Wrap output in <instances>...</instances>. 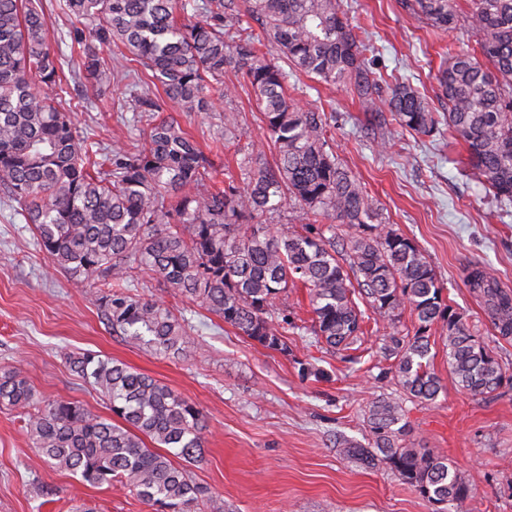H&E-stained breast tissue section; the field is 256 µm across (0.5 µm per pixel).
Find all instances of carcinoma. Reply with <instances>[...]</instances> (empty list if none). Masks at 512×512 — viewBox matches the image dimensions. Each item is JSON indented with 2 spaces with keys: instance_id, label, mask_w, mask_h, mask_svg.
<instances>
[{
  "instance_id": "cac0c4a2",
  "label": "carcinoma",
  "mask_w": 512,
  "mask_h": 512,
  "mask_svg": "<svg viewBox=\"0 0 512 512\" xmlns=\"http://www.w3.org/2000/svg\"><path fill=\"white\" fill-rule=\"evenodd\" d=\"M432 27L456 26L455 0H400ZM92 37L81 43L71 78L47 38L42 0H0V193L17 204L40 247L73 280L95 285L108 328L159 353L193 344L187 319L129 293L147 270L187 301L224 320L266 350L287 349L297 329L275 301L300 283L309 289L314 342L348 350L364 335L353 296L363 295L389 332L380 353L400 396L368 408L372 447L342 442L368 465L385 463L435 512L474 497L448 458L401 444L402 398L432 404L443 390L430 369V336L445 332L448 371L474 397L495 393L506 375L495 347L474 336L447 304L429 260L382 221L361 183L338 160L322 115L288 95V71L319 83L349 84L368 112H388L402 129L429 134L439 119L409 81L367 67L370 51L344 0H60ZM470 52H450L438 75L448 132L468 152L464 172L483 180L499 205L512 203V0H467ZM124 51L104 58L112 45ZM274 45L284 64L265 49ZM234 72L251 88L276 152L247 144L240 176L214 183L216 167L172 117L208 111L211 91ZM131 83L133 110L145 113L132 148H106L77 129L61 103L68 80L98 98L118 76ZM291 203L313 222L273 229L262 218ZM345 230L336 249V225ZM331 236H326L325 232ZM467 283L503 340L512 338V291L472 269ZM414 331L401 329L405 309ZM111 416L75 399H47L14 369H0V408L20 411L29 447L82 483L130 488L153 512H203L209 490L174 462H191L206 429L202 409L160 381L109 357L67 355Z\"/></svg>"
}]
</instances>
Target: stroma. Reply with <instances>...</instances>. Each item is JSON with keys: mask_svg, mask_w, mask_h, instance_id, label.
<instances>
[{"mask_svg": "<svg viewBox=\"0 0 512 512\" xmlns=\"http://www.w3.org/2000/svg\"><path fill=\"white\" fill-rule=\"evenodd\" d=\"M350 3L352 26L375 47L368 56L374 75L409 79L438 113L447 112L437 76L449 50L474 47L464 24L434 29L399 0ZM224 84L230 93L217 99L215 111L169 104L166 115L204 148L220 129V111L235 112L241 143L265 142L266 158L274 160L250 88L231 74ZM288 92L300 107L324 112L333 150L377 201L386 223L423 250L470 332L492 340L494 327L467 275L481 267L512 290V207H500L478 181L463 176L466 151L447 125L429 135L399 132L389 113L363 111L349 88L302 74L289 79ZM127 95L124 83L112 84L105 98L78 109V125L89 126L105 146L128 145L138 117L118 111ZM92 292L54 267L15 204L0 196V368H17L44 397L77 399L102 415L103 398L65 361L68 353L90 350L197 403L207 429L200 457L187 468L224 512H432L386 465H363L338 446L345 439L368 444V406L395 390L371 355L387 334L383 324L366 320L362 349L330 352L306 330L308 290L297 285L277 305L303 331L289 336L287 352L269 351L143 272L136 294L163 303L193 327L186 355H159L112 333ZM432 340L431 367L444 390L429 406L405 402L402 442L448 457L474 483L475 498L463 512H512V378L491 398L471 396L448 373L441 329H433ZM303 361L323 369L324 378L302 377ZM82 503L95 512H150L121 485L92 487L51 468L30 448L16 413L0 410V512H74Z\"/></svg>", "mask_w": 512, "mask_h": 512, "instance_id": "stroma-1", "label": "stroma"}]
</instances>
